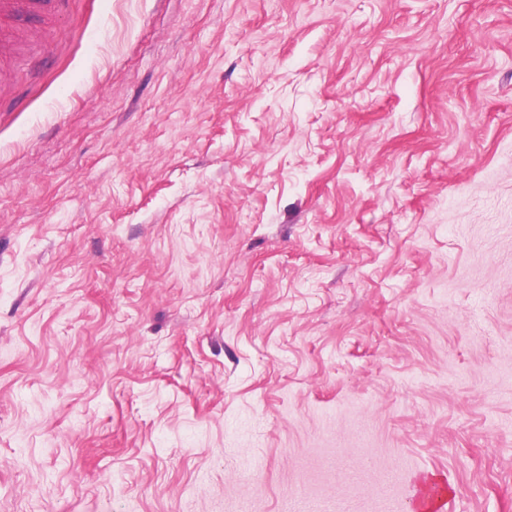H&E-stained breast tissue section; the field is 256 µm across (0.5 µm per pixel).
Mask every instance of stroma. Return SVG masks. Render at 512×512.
I'll use <instances>...</instances> for the list:
<instances>
[{
	"instance_id": "35a3bbf8",
	"label": "stroma",
	"mask_w": 512,
	"mask_h": 512,
	"mask_svg": "<svg viewBox=\"0 0 512 512\" xmlns=\"http://www.w3.org/2000/svg\"><path fill=\"white\" fill-rule=\"evenodd\" d=\"M22 32L0 512H512V0Z\"/></svg>"
}]
</instances>
